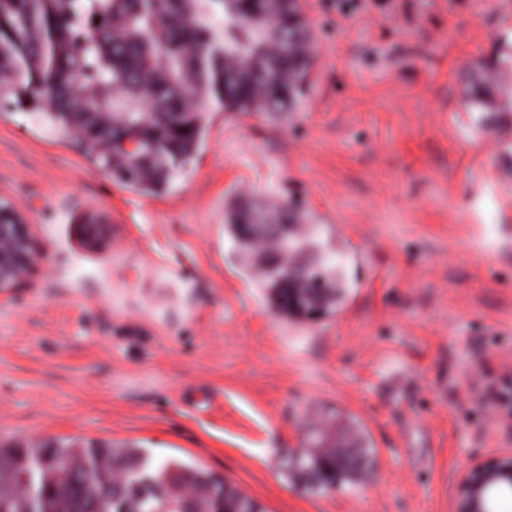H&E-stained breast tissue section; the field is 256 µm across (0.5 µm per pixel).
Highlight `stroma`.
<instances>
[{"mask_svg":"<svg viewBox=\"0 0 512 512\" xmlns=\"http://www.w3.org/2000/svg\"><path fill=\"white\" fill-rule=\"evenodd\" d=\"M311 74L286 112L208 115L170 187L113 180L38 113L0 108V200L40 260L0 300V440L138 444L266 512H451L458 472L512 448V124L461 102L512 0H304ZM324 224L349 288L282 316L237 263L225 210ZM107 225L89 245L84 226ZM347 416L374 466L355 492L284 481L309 418ZM498 419L512 430V381L504 382L497 396Z\"/></svg>","mask_w":512,"mask_h":512,"instance_id":"35a3bbf8","label":"stroma"}]
</instances>
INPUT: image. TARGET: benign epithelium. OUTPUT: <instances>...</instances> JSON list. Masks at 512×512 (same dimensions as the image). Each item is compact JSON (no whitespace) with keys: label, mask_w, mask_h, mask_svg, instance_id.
Masks as SVG:
<instances>
[{"label":"benign epithelium","mask_w":512,"mask_h":512,"mask_svg":"<svg viewBox=\"0 0 512 512\" xmlns=\"http://www.w3.org/2000/svg\"><path fill=\"white\" fill-rule=\"evenodd\" d=\"M62 133L75 141L93 158L109 161L105 170L112 171V142L89 140L80 122H68ZM39 261L28 225L13 207L0 209V297L10 294L26 280ZM498 419L512 430V381L502 384L497 396ZM512 490V448L490 455L475 456L457 474L453 512H491L494 498Z\"/></svg>","instance_id":"obj_1"}]
</instances>
